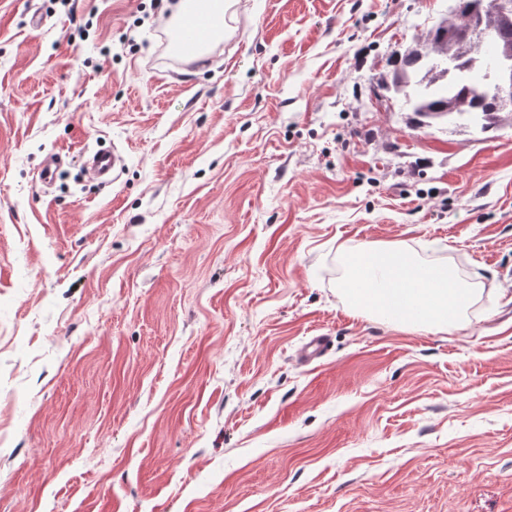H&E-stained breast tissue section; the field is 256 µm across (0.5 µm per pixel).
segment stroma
I'll return each mask as SVG.
<instances>
[{
  "mask_svg": "<svg viewBox=\"0 0 512 512\" xmlns=\"http://www.w3.org/2000/svg\"><path fill=\"white\" fill-rule=\"evenodd\" d=\"M161 2L0 0V512H512V113L387 90L454 0H235L190 67ZM388 241L469 325L349 310ZM89 173L96 179L107 180L122 167V156L115 150H99L86 162ZM329 347L328 336H312L298 350V359L303 364H310L321 359L327 352Z\"/></svg>",
  "mask_w": 512,
  "mask_h": 512,
  "instance_id": "obj_1",
  "label": "stroma"
}]
</instances>
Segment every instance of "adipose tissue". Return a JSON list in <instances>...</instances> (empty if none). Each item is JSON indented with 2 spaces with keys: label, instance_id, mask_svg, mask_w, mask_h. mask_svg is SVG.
<instances>
[{
  "label": "adipose tissue",
  "instance_id": "1",
  "mask_svg": "<svg viewBox=\"0 0 512 512\" xmlns=\"http://www.w3.org/2000/svg\"><path fill=\"white\" fill-rule=\"evenodd\" d=\"M231 0H176L169 21L194 18L207 40L223 36ZM339 290L351 310L409 331H445L468 323L479 302V282L459 276L449 264L421 260L399 243L373 244L343 256Z\"/></svg>",
  "mask_w": 512,
  "mask_h": 512
}]
</instances>
